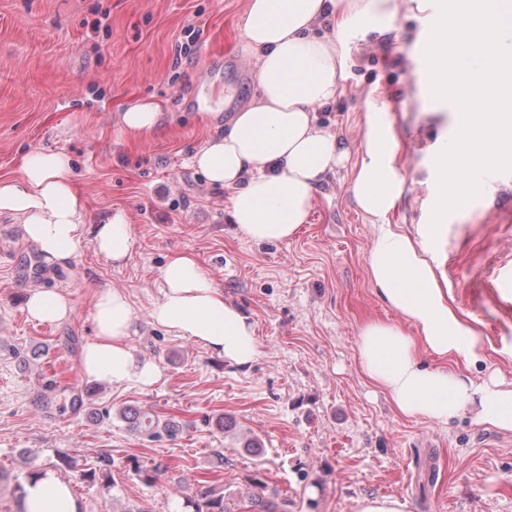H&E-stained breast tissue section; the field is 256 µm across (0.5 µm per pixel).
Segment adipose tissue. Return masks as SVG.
Returning <instances> with one entry per match:
<instances>
[{
    "mask_svg": "<svg viewBox=\"0 0 512 512\" xmlns=\"http://www.w3.org/2000/svg\"><path fill=\"white\" fill-rule=\"evenodd\" d=\"M394 14L392 0H248L241 33L255 57L252 103L235 112L223 134L192 157L207 182L231 188V217L256 242H285L309 218L315 189L330 172L351 168L350 192L374 224L367 262L376 294L401 315L402 324L364 323L357 336L361 373L385 392L400 414L440 424L474 408L476 422L512 432V388L501 382L474 384L448 370V363L481 360L476 320L462 316L436 260L449 213L469 208L470 173L512 157V116L503 107V87L512 81V0H476L456 12L440 8L420 41L425 88L441 93L440 60L454 57L451 97L456 126L448 149L435 158L440 173L431 197L436 223L411 237L392 223L405 180L399 143L388 113L366 115L358 153L339 145L319 124L316 106L335 100L345 61L349 28L384 30ZM85 202L70 178L66 154L36 150L26 155L20 177L0 182V217L23 224L26 237L50 263L71 259L84 246L122 261L131 246L123 212L87 227ZM73 308L58 290L36 289L28 317L42 324L67 320ZM153 320L170 333L203 343L225 361L245 366L260 354L254 327L213 287L196 258L180 254L164 275ZM95 335L81 354L83 372L98 381L153 385L159 371L137 362L129 343L134 313L126 294L96 293ZM411 324L416 335L403 326ZM444 359L427 367L422 353ZM25 512H82L69 484L44 473L25 486Z\"/></svg>",
    "mask_w": 512,
    "mask_h": 512,
    "instance_id": "1",
    "label": "adipose tissue"
}]
</instances>
